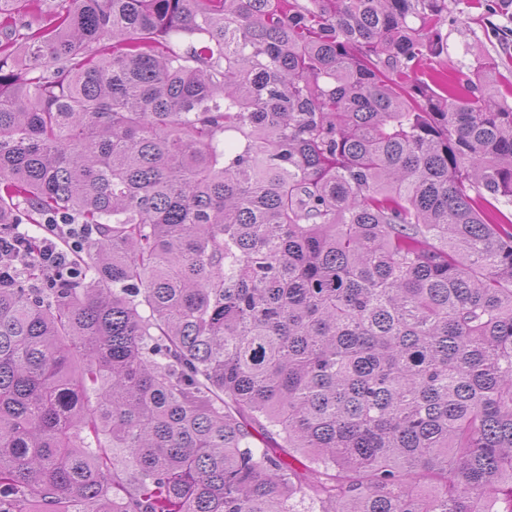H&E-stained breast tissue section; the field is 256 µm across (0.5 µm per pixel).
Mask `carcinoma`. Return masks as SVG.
<instances>
[{"instance_id": "1", "label": "carcinoma", "mask_w": 512, "mask_h": 512, "mask_svg": "<svg viewBox=\"0 0 512 512\" xmlns=\"http://www.w3.org/2000/svg\"><path fill=\"white\" fill-rule=\"evenodd\" d=\"M10 2L0 232L97 233L0 288V512H512V105L417 71L468 0ZM50 233L44 237V245L40 249L39 259L45 268L51 273H57L60 270L67 269L74 276H79L80 272L73 267H69V256L73 251H78L82 246L88 229L74 226L72 224H47Z\"/></svg>"}]
</instances>
